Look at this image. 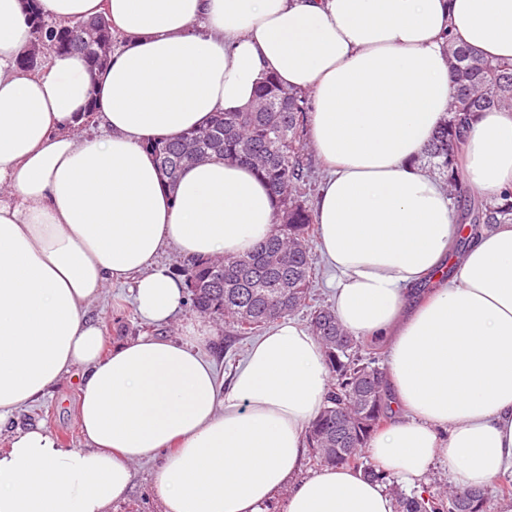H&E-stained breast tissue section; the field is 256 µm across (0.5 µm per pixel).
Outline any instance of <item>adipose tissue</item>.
Here are the masks:
<instances>
[{
    "label": "adipose tissue",
    "mask_w": 512,
    "mask_h": 512,
    "mask_svg": "<svg viewBox=\"0 0 512 512\" xmlns=\"http://www.w3.org/2000/svg\"><path fill=\"white\" fill-rule=\"evenodd\" d=\"M37 4L62 22L105 15L121 43L94 71L54 53L22 72L26 3L0 0V422L75 377L85 441L15 431L0 448V512H109L133 465L156 455L162 512H265L282 492L285 512H395L385 484L360 471L298 476L330 387L305 326L277 320L226 384L203 331L107 353L91 315L124 283L147 324L169 325L185 288L161 264L166 250L236 256L272 233L274 202L248 167L193 163L171 189L145 149L242 110L271 75L312 97L331 309L351 335L387 344L392 420L368 455L415 489L438 460L458 488L512 477V224L458 223L414 163L448 116L445 33L512 63V0ZM463 171L477 197L512 188V112L472 119Z\"/></svg>",
    "instance_id": "ef3b65f1"
}]
</instances>
